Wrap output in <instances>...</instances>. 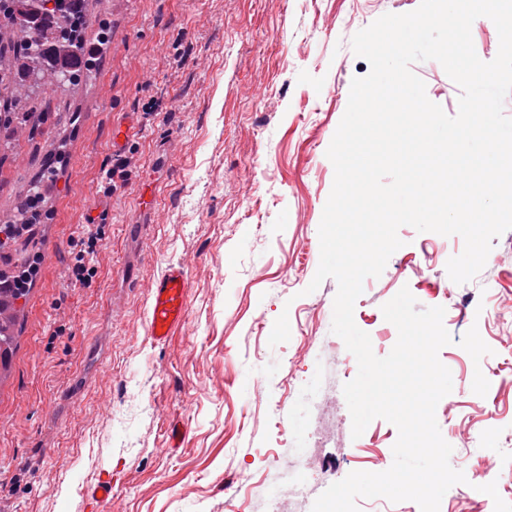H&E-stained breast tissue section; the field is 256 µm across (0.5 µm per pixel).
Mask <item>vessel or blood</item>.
Returning a JSON list of instances; mask_svg holds the SVG:
<instances>
[{
    "mask_svg": "<svg viewBox=\"0 0 512 512\" xmlns=\"http://www.w3.org/2000/svg\"><path fill=\"white\" fill-rule=\"evenodd\" d=\"M190 282L183 266L169 267L150 289L148 331L153 342L165 343L187 320Z\"/></svg>",
    "mask_w": 512,
    "mask_h": 512,
    "instance_id": "obj_1",
    "label": "vessel or blood"
}]
</instances>
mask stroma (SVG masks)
I'll list each match as a JSON object with an SVG mask.
<instances>
[{
	"label": "stroma",
	"mask_w": 512,
	"mask_h": 512,
	"mask_svg": "<svg viewBox=\"0 0 512 512\" xmlns=\"http://www.w3.org/2000/svg\"><path fill=\"white\" fill-rule=\"evenodd\" d=\"M419 3L127 0L116 11L99 0L114 35L90 81L35 89L29 107L45 119L32 137L0 130V209L41 184L52 147L67 156L36 232L39 246L56 244V259L40 265L0 385V512H91L85 490L110 472L119 477L112 512H267L266 498L247 491L280 471L303 486L281 512H311L350 472L392 463L394 425L377 418L352 435L342 386L356 372L331 331L337 282L308 286L334 181L326 151L353 78L370 70L352 38ZM411 69L456 115L461 89L441 64ZM153 99L161 110L144 120ZM116 115L138 177L107 196ZM98 205L108 222L96 274L73 286L72 244ZM398 236L381 276L365 280L354 321L383 357L398 332L382 307L401 288L418 309L444 307L453 342L439 359L453 379L476 375L482 385L438 404L437 422L455 456L490 469L499 512H512V230L461 285L446 270L464 249L460 236L408 225ZM177 264L189 274L188 321L157 345L148 293ZM284 312L290 338L270 346ZM485 359L490 371L475 374ZM314 430L324 442L308 470L297 450Z\"/></svg>",
	"instance_id": "35a3bbf8"
}]
</instances>
